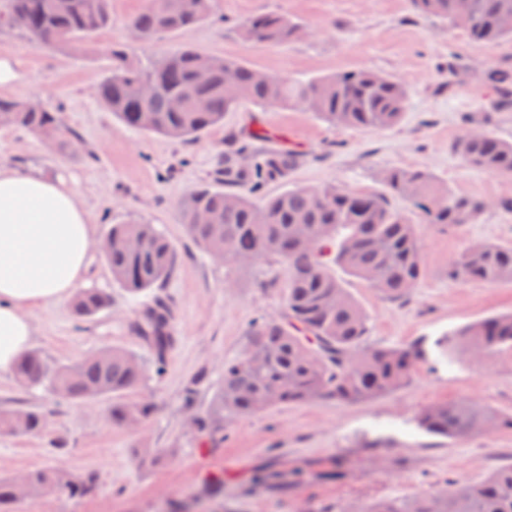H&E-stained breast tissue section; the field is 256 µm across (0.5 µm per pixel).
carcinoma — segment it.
I'll use <instances>...</instances> for the list:
<instances>
[{"label":"carcinoma","mask_w":512,"mask_h":512,"mask_svg":"<svg viewBox=\"0 0 512 512\" xmlns=\"http://www.w3.org/2000/svg\"><path fill=\"white\" fill-rule=\"evenodd\" d=\"M112 0H0V29L23 34L32 44L64 51L112 25ZM414 10L465 31L474 43L512 38V0H411ZM215 15L214 0H147L129 26L146 43L191 29ZM303 26L281 13L247 19L239 29L248 47L285 45ZM110 74L96 88L103 105L127 126L178 140L192 139L224 121V113L245 105L301 107L334 125L365 130L395 124L405 111L409 90L396 78L360 69L310 80L259 70L238 59L205 55L178 44L147 63L126 47L106 50ZM483 84L497 110L512 109V74L491 70ZM17 126L33 135L70 143L71 131L58 113L0 97V127ZM457 154L470 167L512 177V143L475 128L456 140ZM294 151L255 155L238 141L224 151V185L231 190L196 189L180 206L190 237L215 259L251 263L275 257L286 266L285 315L261 318L249 331L245 354L224 365V382L208 408L192 414L196 436L224 431V422L272 406L334 398L371 399L396 390L413 376L430 352L414 341L397 347L367 344V313L335 275L333 264L382 296L400 300L422 277L416 225L392 209L386 198L336 185L286 188L256 201L269 182L288 181L298 166ZM389 191L405 199L424 224H472L488 203L457 192L419 169H393ZM104 249L113 281L130 294L154 288L172 271L175 251L153 224L111 225ZM448 278L493 283L512 280V246H470L448 266ZM102 288L77 290L71 300L76 318L87 320L111 305ZM172 312L158 300L132 323L148 344L155 373L165 372L174 344ZM448 363L455 357L486 362L512 349V314L489 317L434 343ZM14 380L21 389L43 386L72 402L112 398L108 418L121 429L139 428L155 411L145 399L127 398L144 384L147 369L134 353L103 347L73 364L49 361L41 352L24 353ZM45 414L35 408L0 410V434L43 431ZM428 433L461 438L490 428H511L512 415H500L474 402L439 403L418 417ZM90 473L45 468L0 478V509L60 489L72 497L91 495ZM362 512H512V465L478 483L408 501L379 500Z\"/></svg>","instance_id":"obj_1"}]
</instances>
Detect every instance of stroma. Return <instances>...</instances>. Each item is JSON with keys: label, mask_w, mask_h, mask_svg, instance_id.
Wrapping results in <instances>:
<instances>
[{"label": "stroma", "mask_w": 512, "mask_h": 512, "mask_svg": "<svg viewBox=\"0 0 512 512\" xmlns=\"http://www.w3.org/2000/svg\"><path fill=\"white\" fill-rule=\"evenodd\" d=\"M144 5L112 0L111 27L68 51L39 49L0 31V53H9L21 74L16 84L0 88V97L43 103L75 135L71 148L60 151L23 128L0 127V162L64 178L91 213L97 236L112 224L143 221L155 225L177 254L170 276L138 295L114 285L105 259L95 255L83 285L109 290L112 305L89 320L75 319L66 300L33 310L32 347L56 363L77 362L105 346L151 361L131 325L157 299L172 310L175 343L166 374L148 376L137 392L155 404L156 413L133 432L109 423L110 398L64 401L40 387L18 389L12 373L0 374V408L32 407L47 417L42 433L0 435V476L43 467L96 475L91 496L56 490L23 499L10 512H166L174 499L183 500L188 512H360L380 499L408 500L456 482L477 483L512 464L510 429L448 438L416 422L424 409L445 402L472 401L511 415L512 350L482 365L466 359L423 364L406 385L366 401L324 398L272 407L226 424L222 438L199 447L184 388L196 387L194 410L207 406L224 379L225 363L247 350L253 321L282 315L286 273L270 258L247 266L210 258L179 219L180 205L196 188H220L216 171L227 139H246L255 129L267 133L251 140L256 153H303L288 176L292 186L333 183L384 193L393 209L405 212L408 204L388 195L385 175L394 168L422 169L489 206L472 224L418 225L423 275L406 298L391 301L347 279L368 315L369 344L431 343L486 317L512 313V280L448 278L450 263L473 243L512 246V211L498 205L512 198V178L475 171L454 150L470 122L512 142V110L492 111L481 86L487 71H512V38L473 44L461 29L416 14L410 0H215L218 21L141 43L126 22ZM265 12L286 14L306 30L287 46H245L238 22ZM124 43L142 59L187 43L301 80L371 69L400 80L410 96L398 122L380 130L335 126L300 107L246 105L199 137L177 140L127 127L97 98L95 88L109 67L101 49ZM452 65L460 70L453 85ZM284 185L270 184L265 193L275 195ZM155 448L175 454L160 463H137V456ZM211 474L224 477L217 499L202 494Z\"/></svg>", "instance_id": "1"}]
</instances>
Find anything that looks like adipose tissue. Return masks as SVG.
<instances>
[{
    "instance_id": "ef3b65f1",
    "label": "adipose tissue",
    "mask_w": 512,
    "mask_h": 512,
    "mask_svg": "<svg viewBox=\"0 0 512 512\" xmlns=\"http://www.w3.org/2000/svg\"><path fill=\"white\" fill-rule=\"evenodd\" d=\"M93 223L63 179L0 164V373L30 347L33 308L79 288Z\"/></svg>"
}]
</instances>
